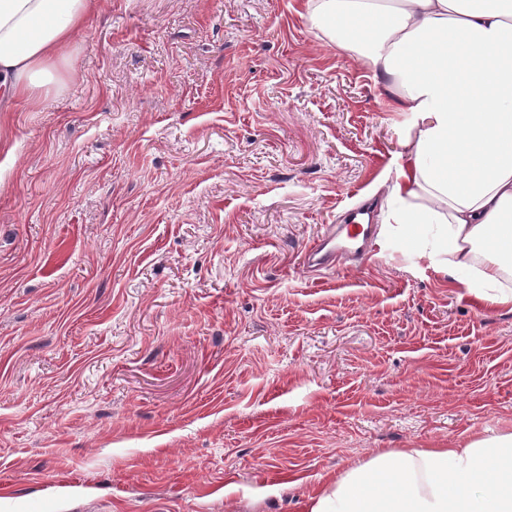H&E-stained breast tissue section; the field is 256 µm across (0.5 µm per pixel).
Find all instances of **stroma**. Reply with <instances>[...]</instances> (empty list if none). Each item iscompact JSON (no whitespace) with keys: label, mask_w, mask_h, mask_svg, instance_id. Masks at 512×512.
Wrapping results in <instances>:
<instances>
[{"label":"stroma","mask_w":512,"mask_h":512,"mask_svg":"<svg viewBox=\"0 0 512 512\" xmlns=\"http://www.w3.org/2000/svg\"><path fill=\"white\" fill-rule=\"evenodd\" d=\"M0 112V512H302L377 453L512 433V308L379 224L406 117L304 0H98ZM364 212L365 210L350 211L346 217L347 223L337 225L336 245L332 243L334 238L315 244L307 251L305 259L324 268H334L336 260L343 255L365 257L370 241L376 233L377 224H373L372 221L368 224L359 222V216Z\"/></svg>","instance_id":"1"}]
</instances>
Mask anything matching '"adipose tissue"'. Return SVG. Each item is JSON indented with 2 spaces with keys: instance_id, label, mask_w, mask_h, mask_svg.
<instances>
[{
  "instance_id": "adipose-tissue-1",
  "label": "adipose tissue",
  "mask_w": 512,
  "mask_h": 512,
  "mask_svg": "<svg viewBox=\"0 0 512 512\" xmlns=\"http://www.w3.org/2000/svg\"><path fill=\"white\" fill-rule=\"evenodd\" d=\"M94 0H0V100L42 107ZM407 118L388 218L440 272L512 304V0H306ZM305 512H512V434L372 456Z\"/></svg>"
}]
</instances>
